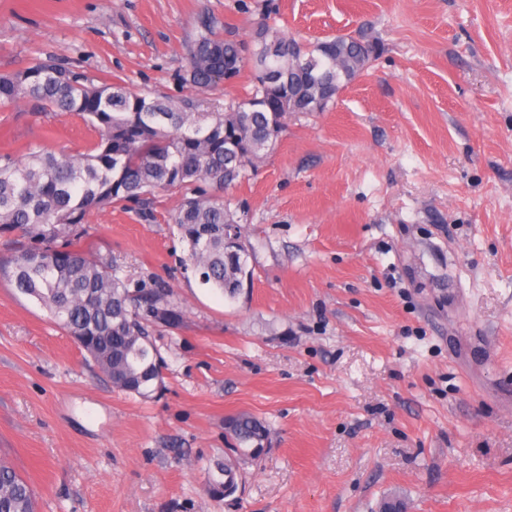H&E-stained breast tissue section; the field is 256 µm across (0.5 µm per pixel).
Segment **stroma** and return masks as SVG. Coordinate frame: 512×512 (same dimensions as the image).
Instances as JSON below:
<instances>
[{"label": "stroma", "mask_w": 512, "mask_h": 512, "mask_svg": "<svg viewBox=\"0 0 512 512\" xmlns=\"http://www.w3.org/2000/svg\"><path fill=\"white\" fill-rule=\"evenodd\" d=\"M249 40L365 34L372 65L225 190L252 247L236 300L203 286L170 218L93 212L81 246L165 283V388L113 389L0 280V458L36 512H512V0H0V73L53 58L133 92L242 98L181 76L199 14ZM78 116L0 112V156L96 141ZM268 428L242 487L204 489L224 420Z\"/></svg>", "instance_id": "obj_1"}]
</instances>
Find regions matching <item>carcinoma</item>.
I'll list each match as a JSON object with an SVG mask.
<instances>
[{
	"label": "carcinoma",
	"instance_id": "cac0c4a2",
	"mask_svg": "<svg viewBox=\"0 0 512 512\" xmlns=\"http://www.w3.org/2000/svg\"><path fill=\"white\" fill-rule=\"evenodd\" d=\"M379 55L364 35L299 41L262 17L247 43L224 36L217 19L198 16L187 50L183 81L209 89L231 85L245 66L252 89L241 100L202 111L199 100L150 97L95 79L52 59L0 74V109L33 101L45 113H73L98 134L80 155L44 146L0 157V231L34 241L0 276L36 301L100 369L112 387L143 399L159 393L164 359L146 321L175 326L181 313L168 307L167 288L130 287L77 244L88 233L90 212L114 204L147 205L160 192L207 182L212 192L183 196L172 223L201 283L234 300L244 288L249 249L224 244V227L238 223L224 204V187L274 149L290 112H323L337 93ZM240 460L264 452L267 428L240 413L225 420ZM238 488L225 462L208 473L207 493L225 498ZM0 512H36L31 485L0 459Z\"/></svg>",
	"mask_w": 512,
	"mask_h": 512
}]
</instances>
